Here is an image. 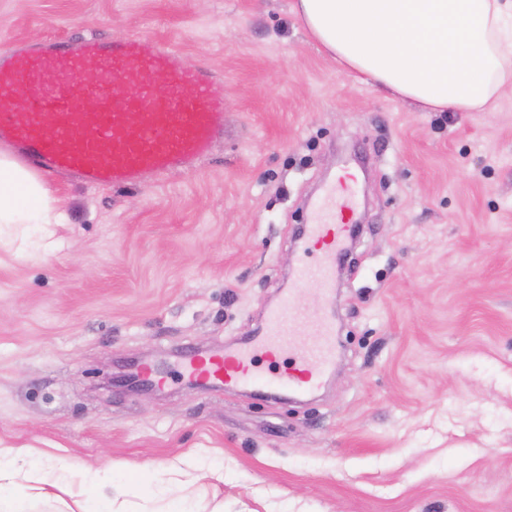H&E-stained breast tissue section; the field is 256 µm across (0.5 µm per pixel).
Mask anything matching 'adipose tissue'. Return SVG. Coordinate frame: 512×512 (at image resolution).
<instances>
[{"mask_svg":"<svg viewBox=\"0 0 512 512\" xmlns=\"http://www.w3.org/2000/svg\"><path fill=\"white\" fill-rule=\"evenodd\" d=\"M338 67L431 112H491L512 89V0H294ZM44 182L0 153V224L59 223Z\"/></svg>","mask_w":512,"mask_h":512,"instance_id":"1","label":"adipose tissue"}]
</instances>
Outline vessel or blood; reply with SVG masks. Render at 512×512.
Instances as JSON below:
<instances>
[{"mask_svg": "<svg viewBox=\"0 0 512 512\" xmlns=\"http://www.w3.org/2000/svg\"><path fill=\"white\" fill-rule=\"evenodd\" d=\"M214 73L180 66L167 46L145 51L140 38H52L34 51L0 53V143L24 166L65 171L94 187L134 185L145 175L187 170L222 130L224 99ZM356 181L349 170L323 186L303 244L318 260L295 280L331 291L336 262L353 229ZM293 295L270 309L262 331L239 346L181 357L184 376L218 389L255 394L281 384L298 396L318 391L336 354L329 314H313V338L297 345ZM160 364L136 363L132 381L156 385Z\"/></svg>", "mask_w": 512, "mask_h": 512, "instance_id": "vessel-or-blood-1", "label": "vessel or blood"}]
</instances>
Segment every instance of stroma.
<instances>
[{
    "label": "stroma",
    "mask_w": 512,
    "mask_h": 512,
    "mask_svg": "<svg viewBox=\"0 0 512 512\" xmlns=\"http://www.w3.org/2000/svg\"><path fill=\"white\" fill-rule=\"evenodd\" d=\"M292 0H0V52L95 30L224 83V136L135 186L45 176L67 221L0 225V448L22 501L80 512H512V92L426 112L306 33ZM360 165L358 237L323 301L296 228ZM336 363L297 401L175 381V352L261 331L287 289ZM165 360L163 391L108 386Z\"/></svg>",
    "instance_id": "1"
}]
</instances>
